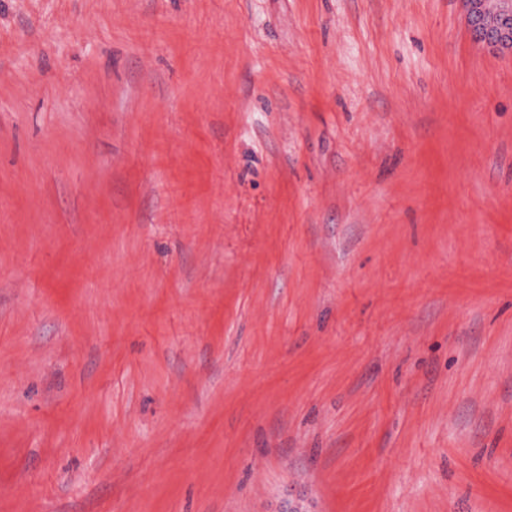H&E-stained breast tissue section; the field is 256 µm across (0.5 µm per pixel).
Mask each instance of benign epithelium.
I'll return each mask as SVG.
<instances>
[{"label": "benign epithelium", "mask_w": 512, "mask_h": 512, "mask_svg": "<svg viewBox=\"0 0 512 512\" xmlns=\"http://www.w3.org/2000/svg\"><path fill=\"white\" fill-rule=\"evenodd\" d=\"M473 39L493 53L512 55V0H461Z\"/></svg>", "instance_id": "7a95c632"}]
</instances>
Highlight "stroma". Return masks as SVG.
<instances>
[{
	"label": "stroma",
	"mask_w": 512,
	"mask_h": 512,
	"mask_svg": "<svg viewBox=\"0 0 512 512\" xmlns=\"http://www.w3.org/2000/svg\"><path fill=\"white\" fill-rule=\"evenodd\" d=\"M512 512V57L460 0H0V512Z\"/></svg>",
	"instance_id": "35a3bbf8"
}]
</instances>
